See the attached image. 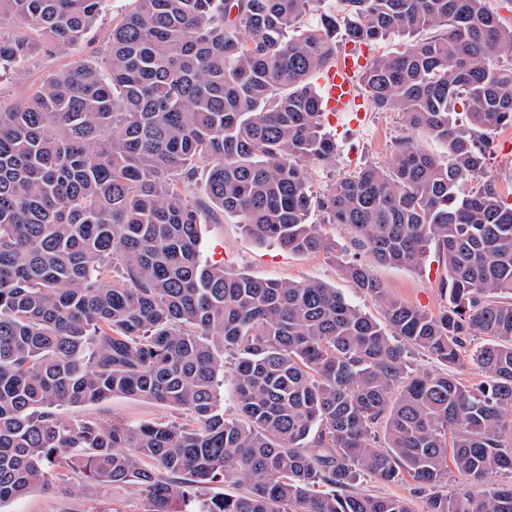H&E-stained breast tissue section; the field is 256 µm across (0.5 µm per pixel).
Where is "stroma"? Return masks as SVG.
Wrapping results in <instances>:
<instances>
[{"label": "stroma", "instance_id": "stroma-1", "mask_svg": "<svg viewBox=\"0 0 512 512\" xmlns=\"http://www.w3.org/2000/svg\"><path fill=\"white\" fill-rule=\"evenodd\" d=\"M135 6L134 0H105L95 25L88 35L67 51L40 52L25 58L14 70L0 73V110L7 111L34 94L49 77L72 64H103L112 28ZM337 145L336 158L328 164H309L310 187L322 195L327 186L367 163L387 162L397 143L412 140L421 149L439 155L444 151L437 141L406 130L396 113L374 111L362 103L360 111L338 112L325 119ZM486 169L498 193L512 198V127L496 130L489 138ZM199 250L207 264L223 265L225 270L270 280H317L339 288L344 297L363 312L378 315L380 308L370 296L358 292L344 279L337 255L297 254L273 243H258L241 225L227 219L220 224L200 227ZM373 272L394 300L438 313L447 301L440 284L447 277L436 249H429L418 266L377 265ZM68 415L100 425L112 423H183L184 410L152 401L116 395L98 402L68 408ZM0 512H143L139 490L131 485H100L93 494L83 490L80 473H68L62 492L35 489L0 507Z\"/></svg>", "mask_w": 512, "mask_h": 512}]
</instances>
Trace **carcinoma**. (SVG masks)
Returning <instances> with one entry per match:
<instances>
[{
	"label": "carcinoma",
	"mask_w": 512,
	"mask_h": 512,
	"mask_svg": "<svg viewBox=\"0 0 512 512\" xmlns=\"http://www.w3.org/2000/svg\"><path fill=\"white\" fill-rule=\"evenodd\" d=\"M135 0L112 28L109 75L77 63L0 112V506L66 473L133 484L143 512H411L358 491L410 477L425 512H512V203L485 176V137L512 127V25L488 0ZM101 0H0L37 41L0 38V68L61 52ZM433 31L369 59L377 112L443 144L410 142L313 195L328 163L309 79L354 45ZM462 105L465 112L457 111ZM206 164L205 202L185 187ZM371 262L340 260L377 320L316 280L273 281L201 262L202 224L334 253L313 209ZM441 255L437 314L391 299L372 264ZM484 336L470 348L471 337ZM414 348L446 370H410ZM239 418L217 389L224 352ZM472 363L485 383L454 370ZM114 395L189 412V424L96 423L60 413ZM324 452H319V449ZM464 491L448 494V464ZM231 481L247 490L210 496Z\"/></svg>",
	"instance_id": "obj_1"
}]
</instances>
